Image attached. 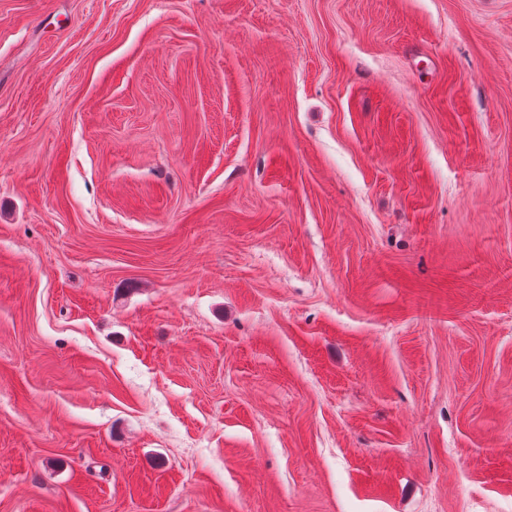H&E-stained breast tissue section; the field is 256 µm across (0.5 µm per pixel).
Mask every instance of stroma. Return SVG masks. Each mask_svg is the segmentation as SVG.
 Returning <instances> with one entry per match:
<instances>
[{"mask_svg":"<svg viewBox=\"0 0 512 512\" xmlns=\"http://www.w3.org/2000/svg\"><path fill=\"white\" fill-rule=\"evenodd\" d=\"M0 512H512V0H0Z\"/></svg>","mask_w":512,"mask_h":512,"instance_id":"obj_1","label":"stroma"}]
</instances>
